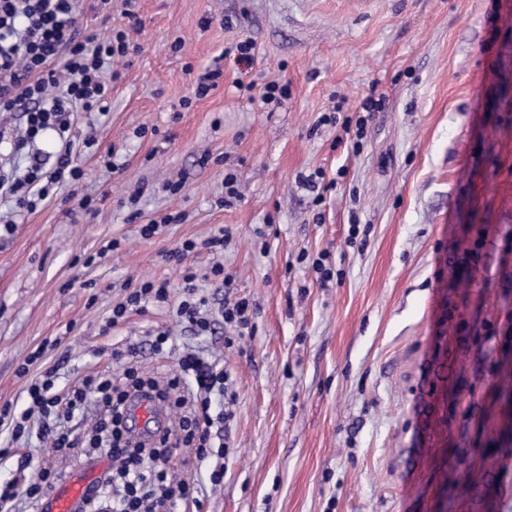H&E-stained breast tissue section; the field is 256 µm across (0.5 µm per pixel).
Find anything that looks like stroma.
Here are the masks:
<instances>
[{"instance_id": "35a3bbf8", "label": "stroma", "mask_w": 512, "mask_h": 512, "mask_svg": "<svg viewBox=\"0 0 512 512\" xmlns=\"http://www.w3.org/2000/svg\"><path fill=\"white\" fill-rule=\"evenodd\" d=\"M135 11L140 50L113 65L110 112L73 127L98 210L52 200L0 229V405L26 409L52 368L62 396L98 373L120 380L112 352L129 345L158 379L196 349L236 399L223 485L187 449L170 453L169 475L198 489L192 512H512V0ZM244 39L249 63L233 51ZM215 65L223 81L196 98L195 71ZM271 82L288 85L282 104H263ZM371 92L385 101L359 140L343 124ZM317 170L319 198L301 183ZM229 173L239 197L227 206ZM135 192L140 222L185 220L141 237L124 206ZM223 227V252L203 248ZM187 239L213 323L200 336L176 318L179 270L162 258ZM322 253L341 273L326 284L311 266ZM219 261L254 308L251 335L230 347L224 288L204 277ZM131 278L168 281L170 301L106 328ZM159 330L171 334L162 355L144 346ZM21 454L72 472L36 434L15 442L0 427V481Z\"/></svg>"}]
</instances>
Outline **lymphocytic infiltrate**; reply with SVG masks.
Returning <instances> with one entry per match:
<instances>
[{
  "mask_svg": "<svg viewBox=\"0 0 512 512\" xmlns=\"http://www.w3.org/2000/svg\"><path fill=\"white\" fill-rule=\"evenodd\" d=\"M78 0H0V112H19L23 129L14 143L15 151H29L24 173L0 172V198L9 199L17 212H33L49 199L54 186L76 185L83 171L74 157L71 138L76 113L108 112L111 105L112 63L126 58L130 42L125 31L103 36L82 35ZM61 60V70H53V60ZM53 134L56 142L53 162H46L32 147L44 134ZM231 234L220 229L217 235L196 242L188 239L168 251V261L181 264L183 298L176 315L181 323L197 334L208 332L210 321L202 309L205 298L198 295V275L185 258L197 247L218 251L226 246ZM168 282L142 280L128 289L124 299L112 308L108 326L114 327L133 311H144L148 304H168ZM56 369H49L28 388L29 406L21 416H14L11 404L0 406V426L14 420L13 438H21L30 419L38 421V435L55 455H73L78 447L71 431L56 418L57 406H64L65 416L80 412L86 401L84 389H75L69 399H61L55 390ZM125 387L113 386L111 378L101 376L92 385L100 405L112 419L109 434L99 439L95 459L109 466L90 486L84 504L98 512H175L179 502L192 499L193 488L180 484L171 490L166 469L152 466L160 451L170 446L169 435L155 439L152 446H137L122 418L127 400L141 390L152 392L159 402L168 403L177 412L184 432L183 442L197 463L209 459L217 440L223 439L231 412L212 414L211 394L225 391L224 370L199 354L188 351L164 381L140 377L136 368L123 372ZM64 416V417H65ZM17 479L0 483V504L26 497L42 505L46 487L58 482V472L33 467L30 456L17 460Z\"/></svg>",
  "mask_w": 512,
  "mask_h": 512,
  "instance_id": "f902f5d3",
  "label": "lymphocytic infiltrate"
}]
</instances>
